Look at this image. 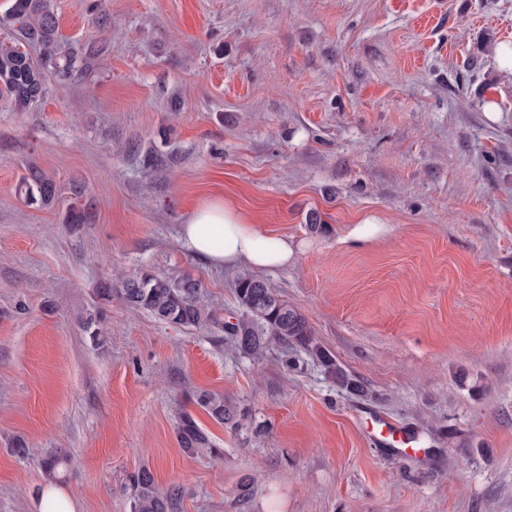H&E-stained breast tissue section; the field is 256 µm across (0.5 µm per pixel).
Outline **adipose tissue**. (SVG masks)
I'll use <instances>...</instances> for the list:
<instances>
[{
    "instance_id": "adipose-tissue-1",
    "label": "adipose tissue",
    "mask_w": 512,
    "mask_h": 512,
    "mask_svg": "<svg viewBox=\"0 0 512 512\" xmlns=\"http://www.w3.org/2000/svg\"><path fill=\"white\" fill-rule=\"evenodd\" d=\"M180 236L195 255L211 264L233 268L283 267L293 263L301 250L294 239H280L267 247L261 229L223 200L207 202L186 217Z\"/></svg>"
}]
</instances>
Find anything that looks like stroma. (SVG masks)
<instances>
[{
    "mask_svg": "<svg viewBox=\"0 0 512 512\" xmlns=\"http://www.w3.org/2000/svg\"><path fill=\"white\" fill-rule=\"evenodd\" d=\"M53 4L83 60L37 106L0 107V512L50 486L74 512H130L143 467L182 487L179 512H512V0ZM31 166L54 206L19 194ZM217 197L302 242L259 276L365 396L305 353L255 362L222 328L99 299L186 275L235 321L236 270L178 234ZM364 222L387 230L353 243ZM183 411L221 456L181 451ZM373 411L418 435L409 454L369 444ZM194 398L196 404L216 423L239 425L241 414L237 407L224 401V395L208 390H200L196 392Z\"/></svg>",
    "mask_w": 512,
    "mask_h": 512,
    "instance_id": "obj_1",
    "label": "stroma"
}]
</instances>
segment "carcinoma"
Wrapping results in <instances>:
<instances>
[{"mask_svg": "<svg viewBox=\"0 0 512 512\" xmlns=\"http://www.w3.org/2000/svg\"><path fill=\"white\" fill-rule=\"evenodd\" d=\"M8 19L15 27L16 38L10 43L0 41V100L21 112L42 100L46 72L70 71L78 52L61 41L52 0H13ZM23 42L39 49V54L34 57L21 49ZM166 145L164 139L161 145L151 148L144 165L152 168L163 164L168 157L162 151ZM21 184L28 203L41 207L55 204L56 183L41 170L29 168ZM201 288V282L191 277L161 278L140 271L123 281L119 295L130 307L165 323L196 328L219 326L230 336L236 350L253 359H261L273 348L284 353L299 350L316 360L341 390L365 394L364 385L352 378L319 342L308 320L280 299L264 280L246 273L237 277L235 295L241 314L230 325L224 324L220 313L205 303ZM195 402L215 422L239 424L241 414L237 407L224 401V395L200 390ZM176 436L187 456L220 453L208 430L186 411L178 417ZM133 486L132 512H179L181 488L160 486L150 469L141 468L133 477Z\"/></svg>", "mask_w": 512, "mask_h": 512, "instance_id": "1", "label": "carcinoma"}]
</instances>
